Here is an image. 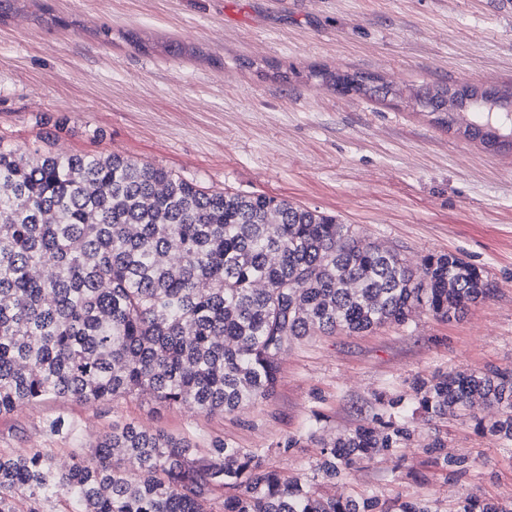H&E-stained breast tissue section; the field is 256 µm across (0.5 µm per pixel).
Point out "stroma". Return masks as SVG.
Masks as SVG:
<instances>
[{
  "mask_svg": "<svg viewBox=\"0 0 512 512\" xmlns=\"http://www.w3.org/2000/svg\"><path fill=\"white\" fill-rule=\"evenodd\" d=\"M112 30L104 41L100 28ZM366 71L383 96L343 95L323 73ZM512 88V0H16L0 19V130L21 150L36 134L65 153H118L187 179L335 213L410 263L455 253L484 269L490 297L460 318L416 309L403 325L318 333L283 355L275 390L234 415L49 399L0 416V450L55 448L62 461L115 425L210 447L269 448L284 473L319 452L307 437L371 422L381 394L415 378L512 368V147L437 124L411 96L427 86ZM63 414L74 440L47 439ZM417 441L355 465L335 491L438 501L512 499V447L466 417L416 418ZM441 437L471 456L445 482L422 451ZM298 438V448L275 453Z\"/></svg>",
  "mask_w": 512,
  "mask_h": 512,
  "instance_id": "1",
  "label": "stroma"
}]
</instances>
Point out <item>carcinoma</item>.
<instances>
[{
  "instance_id": "cac0c4a2",
  "label": "carcinoma",
  "mask_w": 512,
  "mask_h": 512,
  "mask_svg": "<svg viewBox=\"0 0 512 512\" xmlns=\"http://www.w3.org/2000/svg\"><path fill=\"white\" fill-rule=\"evenodd\" d=\"M341 93H379L372 74L331 75ZM466 87L419 91L416 103L484 144L512 143V92L492 106ZM416 273L401 254L336 216L285 198L213 189L127 157L26 154L0 134V415L49 398L110 403L150 395L160 406L234 414L270 396L288 344L316 332L363 333L425 306L459 318L490 296L484 270L429 253ZM387 418L326 441L312 475L266 466L268 451L182 438L129 424L61 466L55 449L0 451V512H441L428 498L323 497L334 483L414 437L415 416L468 415L512 445V369L417 378ZM51 437L74 425L59 415ZM425 453L445 481L469 458ZM446 512H512V501L467 495Z\"/></svg>"
}]
</instances>
